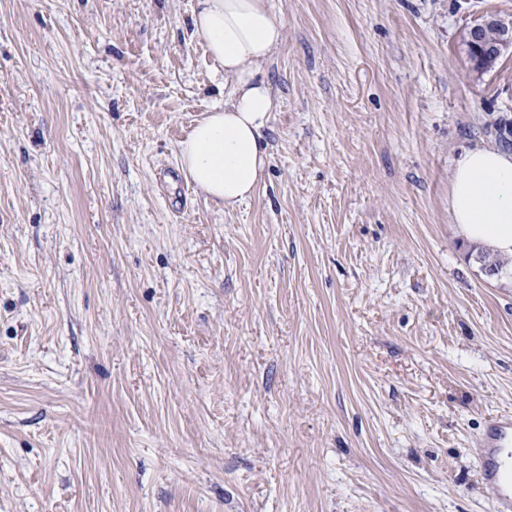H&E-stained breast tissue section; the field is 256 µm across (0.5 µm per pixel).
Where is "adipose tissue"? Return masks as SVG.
<instances>
[{"mask_svg":"<svg viewBox=\"0 0 512 512\" xmlns=\"http://www.w3.org/2000/svg\"><path fill=\"white\" fill-rule=\"evenodd\" d=\"M192 27L231 87L179 143V167L206 199L231 209L263 182L262 135L275 109L265 75L285 27L272 0H196ZM448 213L468 242L512 256V151L463 153L450 176Z\"/></svg>","mask_w":512,"mask_h":512,"instance_id":"ef3b65f1","label":"adipose tissue"}]
</instances>
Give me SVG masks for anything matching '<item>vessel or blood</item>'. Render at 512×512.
Listing matches in <instances>:
<instances>
[{
	"mask_svg": "<svg viewBox=\"0 0 512 512\" xmlns=\"http://www.w3.org/2000/svg\"><path fill=\"white\" fill-rule=\"evenodd\" d=\"M479 456L486 487L498 512H512V417L492 419L480 436Z\"/></svg>",
	"mask_w": 512,
	"mask_h": 512,
	"instance_id": "obj_1",
	"label": "vessel or blood"
}]
</instances>
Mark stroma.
Here are the masks:
<instances>
[{"label":"stroma","mask_w":512,"mask_h":512,"mask_svg":"<svg viewBox=\"0 0 512 512\" xmlns=\"http://www.w3.org/2000/svg\"><path fill=\"white\" fill-rule=\"evenodd\" d=\"M263 185L177 146L224 100L193 0H0V512H496L512 279L448 215L512 119V0H273ZM483 23L488 24L484 25L481 29L478 42L482 46H491L482 51L481 59L484 61L491 60V62H496L502 56L503 52L512 48V22L511 20H505L497 17L484 18L480 24H476L467 31L466 37L469 42L473 43L477 41L478 29ZM475 448L499 512L512 510V417L492 419Z\"/></svg>","instance_id":"stroma-1"}]
</instances>
